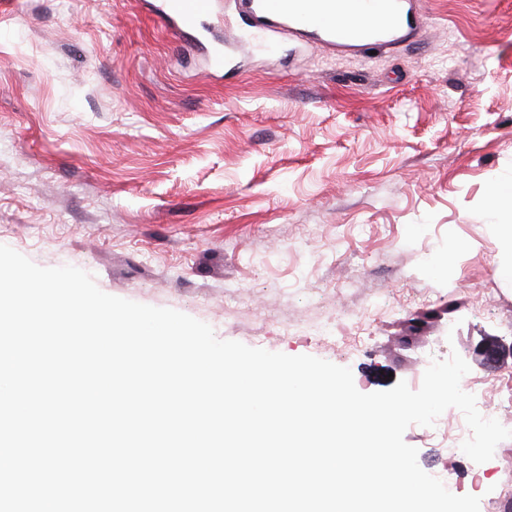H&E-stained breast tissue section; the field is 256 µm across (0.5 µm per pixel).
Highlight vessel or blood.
Instances as JSON below:
<instances>
[{
  "instance_id": "vessel-or-blood-1",
  "label": "vessel or blood",
  "mask_w": 512,
  "mask_h": 512,
  "mask_svg": "<svg viewBox=\"0 0 512 512\" xmlns=\"http://www.w3.org/2000/svg\"><path fill=\"white\" fill-rule=\"evenodd\" d=\"M407 0H373L363 10L361 0H307L298 9L296 0H244L250 21V40L263 42L270 31L305 34L339 52L357 51L372 45H392L407 37L415 20ZM212 7V0H162L163 18L183 31H195Z\"/></svg>"
}]
</instances>
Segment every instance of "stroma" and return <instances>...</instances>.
Returning a JSON list of instances; mask_svg holds the SVG:
<instances>
[{"label": "stroma", "mask_w": 512, "mask_h": 512, "mask_svg": "<svg viewBox=\"0 0 512 512\" xmlns=\"http://www.w3.org/2000/svg\"><path fill=\"white\" fill-rule=\"evenodd\" d=\"M153 0H0V244L218 339L351 369L363 393L458 352L480 413L512 429V242L489 216L512 175V0H412L406 40L243 53L213 0L207 44ZM330 326L329 335L316 330ZM462 412L409 426L418 464L512 512V438L477 464Z\"/></svg>", "instance_id": "obj_1"}]
</instances>
